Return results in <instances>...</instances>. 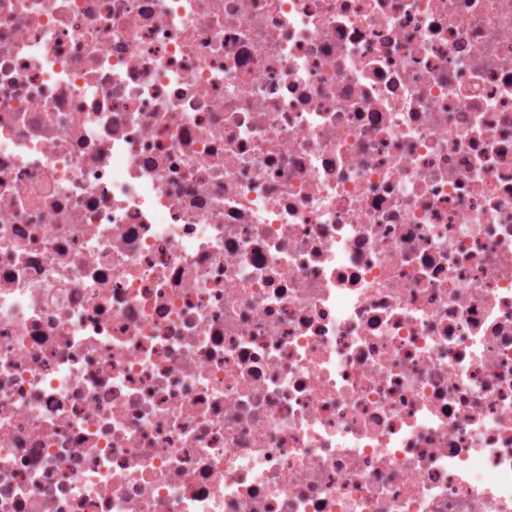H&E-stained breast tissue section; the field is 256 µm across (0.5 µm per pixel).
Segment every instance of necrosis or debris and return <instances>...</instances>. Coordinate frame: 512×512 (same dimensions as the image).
I'll use <instances>...</instances> for the list:
<instances>
[{"instance_id": "obj_1", "label": "necrosis or debris", "mask_w": 512, "mask_h": 512, "mask_svg": "<svg viewBox=\"0 0 512 512\" xmlns=\"http://www.w3.org/2000/svg\"><path fill=\"white\" fill-rule=\"evenodd\" d=\"M0 512H512V0H0Z\"/></svg>"}]
</instances>
